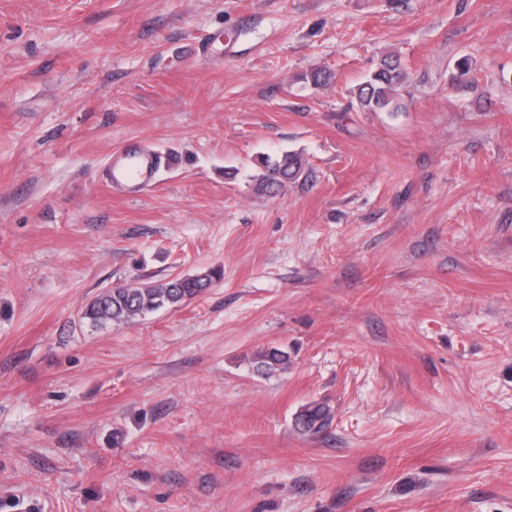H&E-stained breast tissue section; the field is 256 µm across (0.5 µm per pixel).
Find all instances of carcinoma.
<instances>
[{
  "label": "carcinoma",
  "instance_id": "1",
  "mask_svg": "<svg viewBox=\"0 0 512 512\" xmlns=\"http://www.w3.org/2000/svg\"><path fill=\"white\" fill-rule=\"evenodd\" d=\"M408 81V72L397 57H384L376 70L360 84L356 102L364 112H396L401 108L400 97ZM264 172L257 182L263 193L276 194L290 183L306 177L308 163L303 155L285 151L277 159L261 162ZM224 272L211 268L192 275H176L161 281H143L135 287L116 286L106 289L84 305L80 319L94 328L128 325L165 307H178L205 295L221 281ZM288 365V352L271 347L258 355L257 370L272 371ZM331 421L330 409L321 403H312L298 416L302 430L318 434Z\"/></svg>",
  "mask_w": 512,
  "mask_h": 512
}]
</instances>
